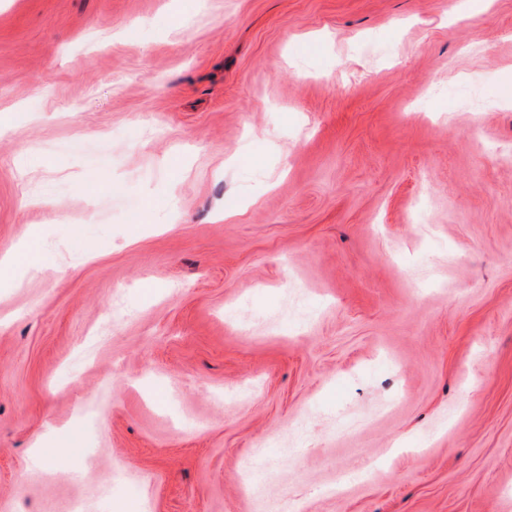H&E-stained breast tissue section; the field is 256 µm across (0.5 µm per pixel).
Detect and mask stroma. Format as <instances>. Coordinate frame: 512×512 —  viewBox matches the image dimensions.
<instances>
[{"mask_svg": "<svg viewBox=\"0 0 512 512\" xmlns=\"http://www.w3.org/2000/svg\"><path fill=\"white\" fill-rule=\"evenodd\" d=\"M509 87L512 0H0V512H512ZM13 263L22 265L27 269L42 271L45 267L42 263L41 248L38 237L31 235L23 247V250L15 256Z\"/></svg>", "mask_w": 512, "mask_h": 512, "instance_id": "1", "label": "stroma"}]
</instances>
